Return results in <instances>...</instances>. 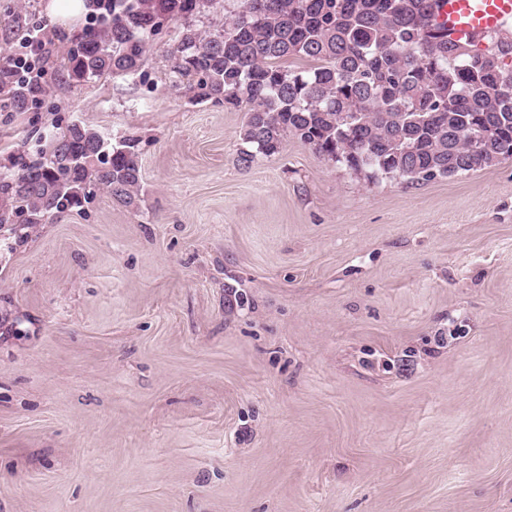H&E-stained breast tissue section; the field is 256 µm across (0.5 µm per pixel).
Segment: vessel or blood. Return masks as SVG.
<instances>
[{"label": "vessel or blood", "instance_id": "obj_1", "mask_svg": "<svg viewBox=\"0 0 512 512\" xmlns=\"http://www.w3.org/2000/svg\"><path fill=\"white\" fill-rule=\"evenodd\" d=\"M440 14L453 39L478 45L512 25V0H444Z\"/></svg>", "mask_w": 512, "mask_h": 512}]
</instances>
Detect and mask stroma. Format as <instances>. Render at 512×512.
I'll return each instance as SVG.
<instances>
[{
  "label": "stroma",
  "mask_w": 512,
  "mask_h": 512,
  "mask_svg": "<svg viewBox=\"0 0 512 512\" xmlns=\"http://www.w3.org/2000/svg\"><path fill=\"white\" fill-rule=\"evenodd\" d=\"M53 122L140 141L142 202L98 193L0 247V512H512V160L419 185L292 139L241 168L243 112L175 77L69 80Z\"/></svg>",
  "instance_id": "obj_1"
}]
</instances>
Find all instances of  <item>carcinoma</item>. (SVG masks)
<instances>
[{"label":"carcinoma","mask_w":512,"mask_h":512,"mask_svg":"<svg viewBox=\"0 0 512 512\" xmlns=\"http://www.w3.org/2000/svg\"><path fill=\"white\" fill-rule=\"evenodd\" d=\"M218 0H112V16L71 39L70 80L141 68L167 24ZM440 0H241L219 29L186 24L171 48L173 72L194 99L245 113L238 165L280 154L297 139L368 181L419 184L512 159V40L483 49L458 44L439 21ZM17 24L4 42L25 45ZM308 59L309 68L282 66ZM0 103L25 112L40 88L0 69ZM0 171V236L18 242L40 224L90 203L98 192L137 209L138 142L116 143L74 123Z\"/></svg>","instance_id":"1"}]
</instances>
